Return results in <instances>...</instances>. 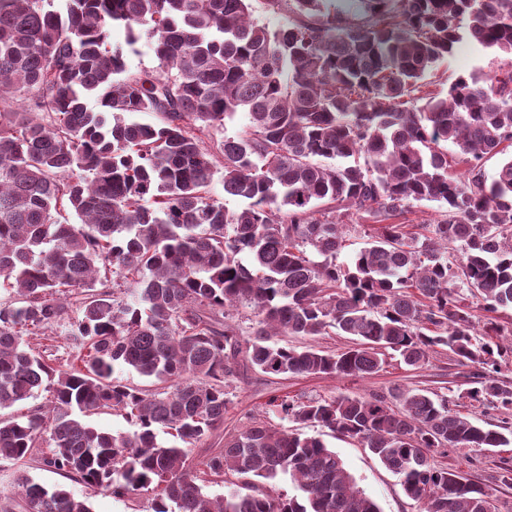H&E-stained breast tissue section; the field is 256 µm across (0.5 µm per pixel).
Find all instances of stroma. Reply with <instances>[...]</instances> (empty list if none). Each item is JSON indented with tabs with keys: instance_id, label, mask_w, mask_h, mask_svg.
I'll return each mask as SVG.
<instances>
[{
	"instance_id": "obj_1",
	"label": "stroma",
	"mask_w": 512,
	"mask_h": 512,
	"mask_svg": "<svg viewBox=\"0 0 512 512\" xmlns=\"http://www.w3.org/2000/svg\"><path fill=\"white\" fill-rule=\"evenodd\" d=\"M512 71V56L492 49L461 44L458 49L429 71L423 78V89L432 95L445 96L459 75L474 76L485 81ZM468 368L459 366L451 353L438 350L418 368L406 366L394 354H386L383 368L368 377L336 378L322 376L268 377L250 371L240 375L230 387L233 405L224 417V424L206 440L193 447L188 463L195 471H202L204 461L219 446L225 436L241 429L246 416L257 413L273 395H290L302 400L329 395H369L389 393L398 389L420 388L442 392L446 387L467 386ZM321 439L342 458L359 487L378 504L381 512H419V505L408 498L398 475L378 462L366 448L357 442L345 440L324 431ZM45 448L34 449L24 460L0 463V505L10 512H23L21 490L16 478L26 474L45 487L61 486L75 496L89 498L92 512H146L148 493L115 498L106 492H91L83 483L66 478L47 468L43 463ZM512 461V446L470 459L468 451L451 450L435 456L436 466L458 469L480 483H490L491 475L501 460Z\"/></svg>"
}]
</instances>
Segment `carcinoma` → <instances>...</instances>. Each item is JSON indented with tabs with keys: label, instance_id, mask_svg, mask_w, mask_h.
<instances>
[{
	"label": "carcinoma",
	"instance_id": "1",
	"mask_svg": "<svg viewBox=\"0 0 512 512\" xmlns=\"http://www.w3.org/2000/svg\"><path fill=\"white\" fill-rule=\"evenodd\" d=\"M267 2L294 8L295 22L272 31L250 0H0V277L17 294L0 304V410L52 393L49 407L0 419V461L45 443L46 466L115 498L150 491L149 512H380L336 451L304 433L316 427L360 442L420 512H496L512 462L487 485L432 459L512 444L511 421L485 428L455 409L469 399L512 412V385L497 377L512 344L493 317L476 330L456 288L486 312L512 308V158L490 179L481 171L512 146V71L486 86L461 76L427 99L419 81L463 42L512 55V0H367L362 25L321 0ZM143 36L157 65L132 72L124 47ZM239 112L247 130L222 134ZM338 159L351 163L325 164ZM218 173L243 208L212 197ZM421 201L446 207L427 233L393 223ZM352 214L376 228L338 264ZM72 303L65 335L84 357L59 370L25 336ZM241 308L253 314L245 339ZM329 328L353 345L278 341ZM438 347L472 387L274 395L266 413L291 426L250 417L204 462L237 489L211 496L186 467L224 425L242 372L365 377L388 350L416 368ZM107 408L134 430L87 421ZM283 478L295 494L259 490ZM17 481L25 512H92L61 486Z\"/></svg>",
	"mask_w": 512,
	"mask_h": 512
}]
</instances>
